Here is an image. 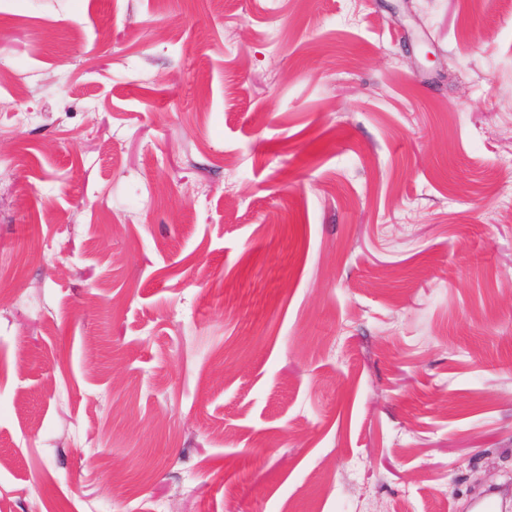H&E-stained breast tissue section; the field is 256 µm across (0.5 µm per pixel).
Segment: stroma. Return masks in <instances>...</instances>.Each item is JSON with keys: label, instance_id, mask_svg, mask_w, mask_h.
Returning <instances> with one entry per match:
<instances>
[{"label": "stroma", "instance_id": "1", "mask_svg": "<svg viewBox=\"0 0 512 512\" xmlns=\"http://www.w3.org/2000/svg\"><path fill=\"white\" fill-rule=\"evenodd\" d=\"M512 504V8L0 0L5 512Z\"/></svg>", "mask_w": 512, "mask_h": 512}]
</instances>
